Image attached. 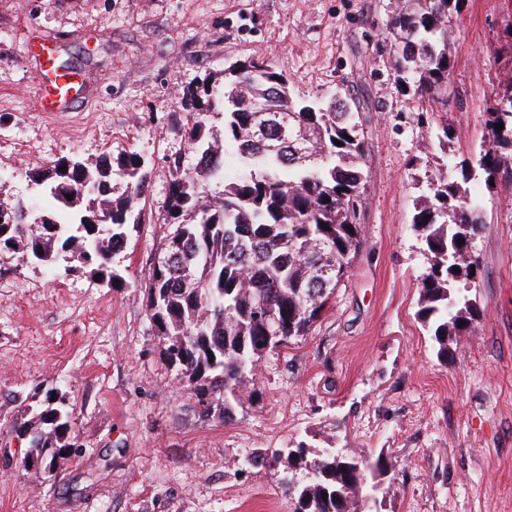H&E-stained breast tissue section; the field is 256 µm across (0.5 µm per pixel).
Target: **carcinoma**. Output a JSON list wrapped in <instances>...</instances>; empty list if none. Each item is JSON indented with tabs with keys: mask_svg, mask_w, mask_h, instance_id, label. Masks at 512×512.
Here are the masks:
<instances>
[{
	"mask_svg": "<svg viewBox=\"0 0 512 512\" xmlns=\"http://www.w3.org/2000/svg\"><path fill=\"white\" fill-rule=\"evenodd\" d=\"M464 2L398 0L389 33L401 91L423 97L448 83V17ZM236 83L266 108L291 104L294 111L276 121L237 107L229 99ZM184 99L195 163L171 162L163 265L145 282L147 313L199 416L230 420L242 391L255 385L262 357L277 347L268 336L276 332L286 344L307 335L360 248L367 182L362 112L350 95L326 104L294 97L288 79L259 59L230 64L221 84L206 79ZM212 117L222 118V133L209 125ZM486 129L489 146L476 164L463 160L435 175L412 217L428 260L418 281V315L445 363L448 338L469 331L477 317L467 284L478 266L472 243L483 225L470 203V182L480 178L488 186L512 165V85L496 93ZM228 153L239 160L229 180ZM33 182L55 205L39 213L38 224L24 203L5 206L14 219L0 223V263L21 254L52 267L68 253L92 274L120 280L110 264L144 220L149 180L143 157L122 149L92 161L61 159L35 171ZM261 301L273 319L254 311ZM19 428L30 435V453L48 464L50 449L71 447L69 411L50 397ZM283 464L281 481L294 496V512H358L360 506L373 512L377 478L388 467L380 455L313 453L304 441Z\"/></svg>",
	"mask_w": 512,
	"mask_h": 512,
	"instance_id": "obj_1",
	"label": "carcinoma"
}]
</instances>
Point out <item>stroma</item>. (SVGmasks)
Wrapping results in <instances>:
<instances>
[{
  "instance_id": "1",
  "label": "stroma",
  "mask_w": 512,
  "mask_h": 512,
  "mask_svg": "<svg viewBox=\"0 0 512 512\" xmlns=\"http://www.w3.org/2000/svg\"><path fill=\"white\" fill-rule=\"evenodd\" d=\"M397 0H0V199L48 206L31 182L63 157L134 149L147 220L112 260L123 282L15 257L0 272V512H292L258 448L306 441L390 462L378 512H512V178L473 181L484 229L469 295L479 318L441 361L419 319L424 244L412 224L434 173L488 146L512 84V0H465L436 117L394 81ZM79 82L40 106L41 45ZM259 58L302 98L365 107L362 246L307 336L269 351L232 421L203 420L169 367L143 285L163 249L175 157L191 160L183 94ZM449 138H441V129ZM72 416L52 472L16 426L48 395Z\"/></svg>"
}]
</instances>
